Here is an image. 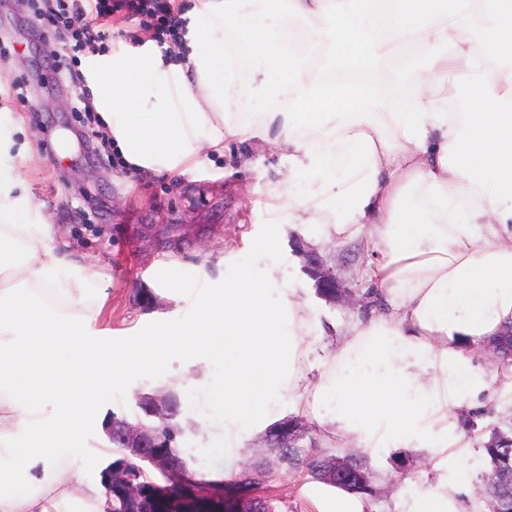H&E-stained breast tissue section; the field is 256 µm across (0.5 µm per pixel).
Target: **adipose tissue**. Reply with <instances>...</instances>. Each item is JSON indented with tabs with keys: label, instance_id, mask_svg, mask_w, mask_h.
Masks as SVG:
<instances>
[{
	"label": "adipose tissue",
	"instance_id": "adipose-tissue-1",
	"mask_svg": "<svg viewBox=\"0 0 512 512\" xmlns=\"http://www.w3.org/2000/svg\"><path fill=\"white\" fill-rule=\"evenodd\" d=\"M194 48L169 54L145 47L89 55L93 86L112 147L135 174L177 175L202 149L224 151L255 134L287 150L291 173L275 188L288 223L313 224L343 237L373 225L379 255L369 272L386 308L353 325L317 376L303 373L311 351L304 305L249 276L211 291L179 329L148 323L146 337L116 348L92 335L91 321L60 315L37 296L0 289V512H53L79 478L63 470L64 448L97 416L92 393L165 356L224 360V453L286 397L295 408L322 398L336 411L321 429L342 442L405 447L448 446V410L486 388L469 355L512 324V0H201ZM288 14L312 28L311 55L296 59L273 21ZM475 42L454 41L449 22ZM248 39L280 105L256 116L230 38ZM417 44L422 63L408 73L414 94L373 111L384 91L375 70L393 49ZM349 70V83L326 79ZM466 93V109H448V86ZM142 109L132 125L128 111ZM351 184L342 208L312 204L304 185ZM18 174L0 162V259L22 248L17 268L27 284L58 300L93 269L75 271L50 245V228L31 223L27 200L13 197ZM54 406L46 437L17 443L28 423ZM26 480H19V471Z\"/></svg>",
	"mask_w": 512,
	"mask_h": 512
}]
</instances>
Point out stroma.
Segmentation results:
<instances>
[{"mask_svg":"<svg viewBox=\"0 0 512 512\" xmlns=\"http://www.w3.org/2000/svg\"><path fill=\"white\" fill-rule=\"evenodd\" d=\"M0 39L9 50L0 54V114L14 122L6 153L20 181L14 197L38 204L30 219L52 229V243L78 264L97 269L75 294L73 310L100 306L92 330L124 346L142 340L145 324L159 320L171 327L188 322L205 289H217L248 272L268 284V302L277 305L282 287L304 303L324 329L325 342L338 345L346 327L382 310L367 272L376 259L368 231L332 238L315 246L312 227L281 223L273 189L288 172V162L263 147L245 160L234 153H201L178 176L130 177L120 165L80 152L79 123L58 103L73 98L72 89L53 80L42 52L43 38L28 23L26 10L13 0H0ZM22 78L32 95L19 102L10 89ZM278 234L277 253L254 248V241ZM318 257L336 273L344 290L329 303L315 293L306 271ZM472 363L489 383L484 407L471 426H462V410L448 417V447L440 450L411 443L405 448H364L346 442L350 452H366L372 461L375 501L365 512H418L417 493L458 496L462 512H475L489 462L483 446L493 431L512 434V369L488 350H478ZM224 362L205 365L180 355L163 358L149 372H129L95 394L99 421L62 455L63 464L81 469L83 483L73 494L85 498L86 487L98 484L112 460L103 420L109 413L136 420L137 398L144 393L174 391L178 421L184 430L180 446L191 467L211 480L230 477L243 463L265 453L263 430L245 440L238 457L224 453L222 386ZM277 512H316V502L332 504L331 489L309 482L304 471L282 472L274 491Z\"/></svg>","mask_w":512,"mask_h":512,"instance_id":"stroma-1","label":"stroma"}]
</instances>
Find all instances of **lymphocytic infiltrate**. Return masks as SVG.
Listing matches in <instances>:
<instances>
[{
  "label": "lymphocytic infiltrate",
  "instance_id": "lymphocytic-infiltrate-1",
  "mask_svg": "<svg viewBox=\"0 0 512 512\" xmlns=\"http://www.w3.org/2000/svg\"><path fill=\"white\" fill-rule=\"evenodd\" d=\"M117 13L148 31L160 47L180 40L185 33L180 11L171 0H38L28 16L32 28L61 42L52 70L58 81L78 87L73 110L85 118L90 146L97 142L106 146L110 140L94 116L92 92L79 69V55L88 49L107 51L111 39L108 22Z\"/></svg>",
  "mask_w": 512,
  "mask_h": 512
}]
</instances>
